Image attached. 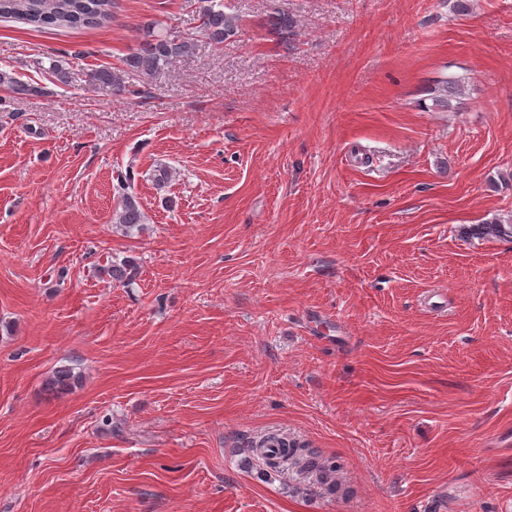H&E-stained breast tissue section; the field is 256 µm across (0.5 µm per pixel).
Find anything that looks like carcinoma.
I'll return each mask as SVG.
<instances>
[{
  "instance_id": "obj_1",
  "label": "carcinoma",
  "mask_w": 512,
  "mask_h": 512,
  "mask_svg": "<svg viewBox=\"0 0 512 512\" xmlns=\"http://www.w3.org/2000/svg\"><path fill=\"white\" fill-rule=\"evenodd\" d=\"M201 10L203 24L200 32L211 43L222 45L238 36L242 28V18L235 12L227 11L224 0H203ZM112 0H0V18H18L36 27H96L111 19ZM158 23L148 21L141 25L143 41L136 49L122 58L121 64L101 66L88 73V82L92 86L107 88L115 95L127 91L130 81L143 82L159 74L181 57L193 51V38L157 31ZM468 74H451L433 81L428 94L437 109L454 108L452 101L459 98ZM0 88L16 94L32 91L29 84L5 70H0ZM132 177L128 176L118 185L120 203L115 213V223L129 231L143 224L145 215L135 196L128 192ZM466 234L499 239H512V218L502 220L493 218L483 224H477L466 230ZM74 368L59 366L48 381L49 390L62 392L78 381ZM259 444H274L281 448L277 456H264L262 460L270 467L284 465L316 477L324 489L335 493L339 485L331 480L338 465L334 460H324L314 451L295 440L279 434L263 437Z\"/></svg>"
}]
</instances>
